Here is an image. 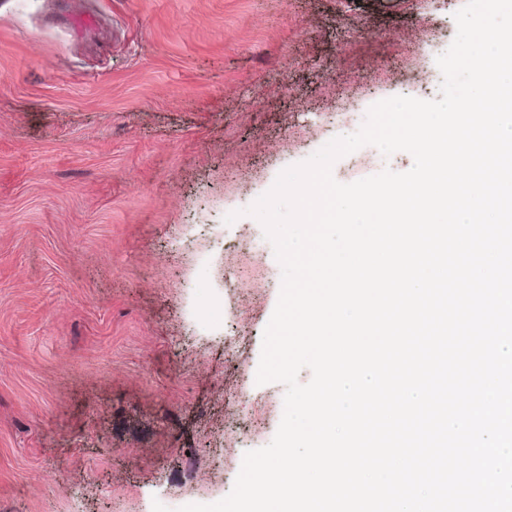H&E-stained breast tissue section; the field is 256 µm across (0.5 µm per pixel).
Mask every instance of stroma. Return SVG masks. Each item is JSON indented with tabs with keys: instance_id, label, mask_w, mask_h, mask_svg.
<instances>
[{
	"instance_id": "1",
	"label": "stroma",
	"mask_w": 512,
	"mask_h": 512,
	"mask_svg": "<svg viewBox=\"0 0 512 512\" xmlns=\"http://www.w3.org/2000/svg\"><path fill=\"white\" fill-rule=\"evenodd\" d=\"M464 4L0 0V512L232 491L286 392L255 382L281 268L245 210L373 104L438 99Z\"/></svg>"
}]
</instances>
